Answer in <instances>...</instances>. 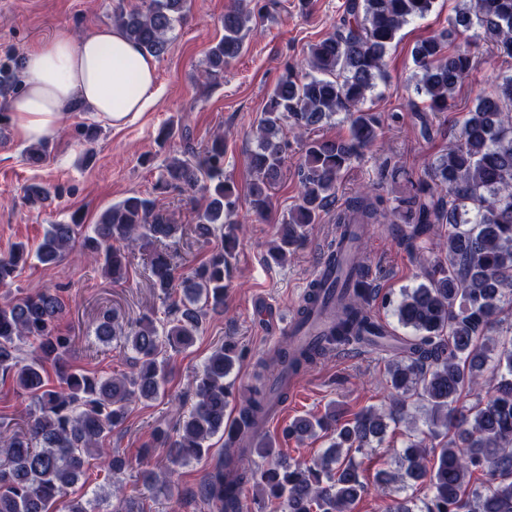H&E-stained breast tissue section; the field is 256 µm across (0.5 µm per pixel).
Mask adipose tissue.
<instances>
[{"label": "adipose tissue", "instance_id": "obj_1", "mask_svg": "<svg viewBox=\"0 0 512 512\" xmlns=\"http://www.w3.org/2000/svg\"><path fill=\"white\" fill-rule=\"evenodd\" d=\"M21 79L6 108L15 134L29 144L52 140L72 113L120 127L156 99L153 58L114 24L79 38L57 30L26 51Z\"/></svg>", "mask_w": 512, "mask_h": 512}]
</instances>
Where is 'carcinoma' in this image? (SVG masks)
Wrapping results in <instances>:
<instances>
[{"label":"carcinoma","instance_id":"carcinoma-1","mask_svg":"<svg viewBox=\"0 0 512 512\" xmlns=\"http://www.w3.org/2000/svg\"><path fill=\"white\" fill-rule=\"evenodd\" d=\"M455 24L483 30L496 43L497 55L512 57V0H464ZM435 0H345L335 29L308 48L311 72L288 70L268 98L258 121L251 153L250 204L254 220L271 209L270 189L286 151L279 137L283 125L314 129L342 113L348 135L315 137L302 148L298 202L276 227L269 259L281 264L295 253L311 227L336 196L344 173L379 137L382 119L366 107L376 80L384 77L387 48L401 27L425 18ZM260 0H240L224 14V36L208 53L210 76L224 70L244 50V30L262 18ZM189 10L188 0H143L141 9L115 16L127 37L149 55L160 54L175 21ZM495 55V56H497ZM495 56L485 63L495 66ZM417 93L429 112L454 107V91L474 67L470 51L446 52V37L432 35L412 51ZM407 190L387 203L380 195L359 191L336 218L352 224L355 248L371 225L387 211L393 231L425 248L442 238V248L424 268V282L405 292L395 306L398 322L413 335L400 340V353L386 368L392 387L389 411L366 408L338 423L336 405L320 416L293 419L285 430L303 439L326 433L329 448L312 464L275 460L271 441L252 432L273 398L266 390L269 371L296 376L309 370L338 345L371 347L385 329L373 318L371 289L358 272L344 283L329 306L330 323L319 340L296 349L287 343L269 351L256 374L258 385L244 397L237 419L224 424L228 387L224 384L241 351L226 344L205 362L196 380V402L182 416L174 435L157 431L159 447L176 463L209 450V441L226 435L224 456L206 474L197 491L212 512H244V486L261 487L263 497L281 512H351L368 493L360 452L381 438L388 422L409 415V402L425 407L428 431L412 435L400 457L399 475L382 470L375 490L401 478L406 487L425 490L392 500L387 512H512V326L495 338L493 328L512 309V75L490 95H480L460 125L458 136L424 174L407 177ZM165 190L196 188L204 204L193 232L207 240L218 233L221 247L191 275L177 276L174 262L184 235L182 225L157 210L149 198L129 196L104 211L90 226L72 219L51 224L35 258L44 267L61 261L76 241L99 256L114 283L126 278L132 248L153 245L150 272L167 317L144 316L119 323L113 310L96 320L94 333L109 346L114 339L135 353L130 371L97 377L70 358L71 337L61 333L63 305L58 290L0 297V373L12 376L17 392L31 408L14 425L0 423V512H88L81 500H65L68 488L84 474L88 459H100L108 476L124 472L129 460L110 448L112 431L121 426L135 400H155L171 375L172 354L190 346L205 316L224 311L226 274L235 257L233 217L238 195L224 177V135L215 134L194 164L172 158L159 178ZM30 257L17 243L0 256V288L12 285ZM182 290L181 303L172 301ZM321 302L314 281L299 304L303 319ZM52 368L58 384L48 383ZM475 400H469V397ZM266 466L255 469L248 458Z\"/></svg>","mask_w":512,"mask_h":512}]
</instances>
